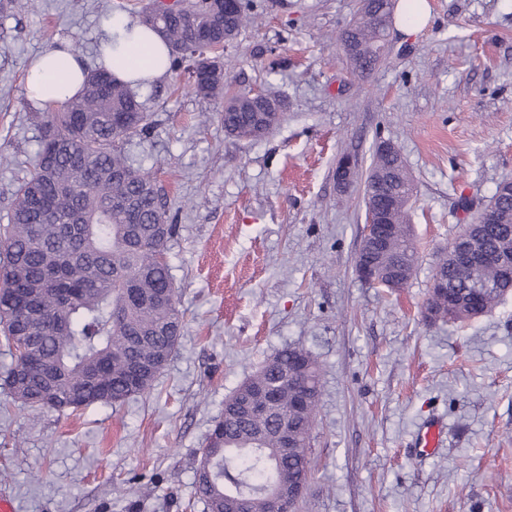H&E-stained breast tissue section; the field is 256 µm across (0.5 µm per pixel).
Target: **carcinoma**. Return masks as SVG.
Masks as SVG:
<instances>
[{
  "label": "carcinoma",
  "instance_id": "carcinoma-1",
  "mask_svg": "<svg viewBox=\"0 0 512 512\" xmlns=\"http://www.w3.org/2000/svg\"><path fill=\"white\" fill-rule=\"evenodd\" d=\"M254 0L220 14L208 0L179 10L150 3L139 23L159 29L170 48V66L191 71L212 43H230L254 11ZM389 0H367L338 36L346 58L361 74L379 58V36ZM197 96L222 99L224 133L241 140L267 135L282 117L281 105L250 107L248 94L217 79L192 81ZM36 119L42 126L33 172L17 189L8 223L0 229V333L14 360L3 384L23 407L58 413L101 403L116 405L143 395L170 360L184 316L163 256L176 233L162 189L124 150V143L150 128L140 93L106 70L93 69L81 96ZM415 186L400 153L377 148L364 190L365 206L380 214V250L357 254L374 288L407 286L419 260L409 225ZM493 223L467 224L453 245L488 251L512 236V201L494 193ZM444 285L428 291L426 307L442 320L466 322L512 293V271L487 264L461 272L455 253L436 265ZM40 300L44 320L29 325L21 315L25 297ZM39 370L19 376L29 355ZM135 362L143 370L130 379ZM321 396L317 361L286 346L267 358L225 399L224 414L207 438L196 466V493L207 512H272L277 489L310 477V441ZM288 427L292 448L279 451Z\"/></svg>",
  "mask_w": 512,
  "mask_h": 512
}]
</instances>
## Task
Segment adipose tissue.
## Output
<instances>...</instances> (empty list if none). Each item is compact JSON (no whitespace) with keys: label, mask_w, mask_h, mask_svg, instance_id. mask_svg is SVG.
Here are the masks:
<instances>
[{"label":"adipose tissue","mask_w":512,"mask_h":512,"mask_svg":"<svg viewBox=\"0 0 512 512\" xmlns=\"http://www.w3.org/2000/svg\"><path fill=\"white\" fill-rule=\"evenodd\" d=\"M106 41L110 48L104 63L118 80L154 81L169 68L163 40L139 23L122 16L113 18ZM85 74L83 62L70 52L67 44H59L34 58L27 72L26 94L43 107L63 103L81 92Z\"/></svg>","instance_id":"1"}]
</instances>
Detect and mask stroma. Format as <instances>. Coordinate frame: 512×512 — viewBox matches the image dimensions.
Returning <instances> with one entry per match:
<instances>
[{
  "label": "stroma",
  "mask_w": 512,
  "mask_h": 512,
  "mask_svg": "<svg viewBox=\"0 0 512 512\" xmlns=\"http://www.w3.org/2000/svg\"><path fill=\"white\" fill-rule=\"evenodd\" d=\"M148 2L36 0L0 17V225L41 139L25 92L32 59L63 42L98 66L112 17L138 19ZM428 3V24L391 29L360 78L337 42L360 0H256L224 60L234 89L286 103L259 140L225 134L219 102L183 71L142 88L151 128L126 149L178 227L167 257L182 337L154 389L120 406L61 415L0 385V491L15 512H206L194 471L224 400L288 345L321 368L300 512H512V295L463 323L422 317L449 242L512 180V0ZM381 141L417 186L420 258L392 293L355 272ZM347 154L357 179L344 190ZM433 418L443 437L416 458Z\"/></svg>",
  "instance_id": "1"
}]
</instances>
